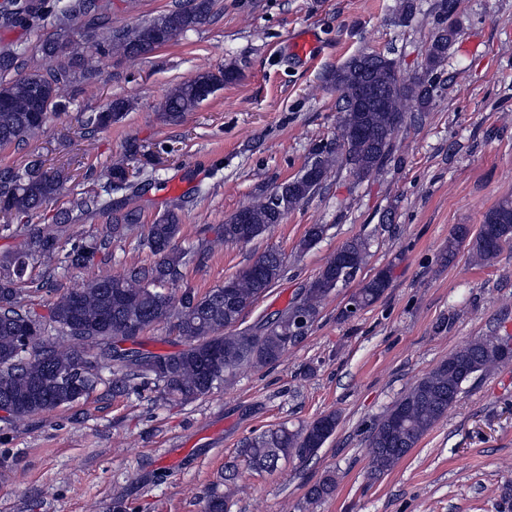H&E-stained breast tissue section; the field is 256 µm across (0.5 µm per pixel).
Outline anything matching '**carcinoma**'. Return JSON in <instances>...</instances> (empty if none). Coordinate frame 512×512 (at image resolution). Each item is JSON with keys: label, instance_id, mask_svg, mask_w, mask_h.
Returning a JSON list of instances; mask_svg holds the SVG:
<instances>
[{"label": "carcinoma", "instance_id": "obj_1", "mask_svg": "<svg viewBox=\"0 0 512 512\" xmlns=\"http://www.w3.org/2000/svg\"><path fill=\"white\" fill-rule=\"evenodd\" d=\"M97 8L95 0H76L69 5L68 18L58 23L39 51L48 68L26 71L19 63L22 53H0V73L15 76L0 81V147L27 143L42 131L64 93L80 75L90 80L92 71L82 56L74 53L71 23ZM213 0H185L174 9L134 28H115L103 44L119 56L147 55L172 42L187 30L204 23ZM457 0H441L440 26L425 53L423 79L400 78L394 60L384 54L361 53L350 57L328 74V81L341 94L338 133L333 143H319L312 149L317 177L311 181L296 175L255 204L244 208L250 236L243 233L241 212L234 213L215 231L214 244L247 243L282 223L286 214L321 189L328 171L335 165L349 167L358 179L378 174L391 159L393 138L415 107L427 110L437 91V71L447 60L458 29L452 22ZM197 78L216 91L237 79L233 69L217 73L204 71ZM202 99L191 79L174 87L167 95L163 112L176 121L194 111ZM129 104L115 100L101 112L84 118L87 126L107 127L122 118ZM67 177L58 169L30 161L22 171L0 174V212L8 222L26 225L41 206L55 200L65 189ZM108 186L128 191L127 203L139 193V184L129 179L127 169H110ZM112 210V224L105 234L71 244L59 257L63 227L97 209ZM138 223L135 209L114 206L101 196L80 197L72 209L52 224L25 234L18 248L0 260V397L7 395L13 407L7 421H21L32 415L64 408L86 399L104 383L102 370L113 368L112 395H128L139 384H152L164 395L190 403L231 385L245 368L279 362L294 344L288 311L297 308L308 326L318 321L323 302L336 289L339 268L359 273L367 264L369 243L364 238L346 242L326 262L317 275L300 290L295 301L274 318H267L244 330H237L242 315L282 277L284 258L269 251L239 271L224 285L199 295L185 290L179 296L162 291L167 284L183 278V270L199 251L178 247L181 232L177 213L169 209L148 226L143 245L157 257L148 265L133 267L118 276L95 278L81 288L66 290L56 297L49 319L26 308L15 294L14 285L27 280L36 264L50 271L58 263L87 266L108 255L111 243L133 231ZM326 232L323 224H313L300 243L301 250L316 244ZM469 243L478 265L491 262L504 247L512 244V199L504 198L483 216L478 233L470 237L464 225L448 239L452 257ZM390 271L376 274L357 289L350 300L365 309L377 302L389 288ZM174 319L182 348L166 354L123 348L121 343H138L144 332L157 323ZM51 330L48 342L25 341L27 328ZM221 355L209 364L212 351ZM512 356L508 345L491 338L472 341L424 374L374 425L369 438L372 471L383 474L394 468L416 447L422 437L447 413L463 392V385L478 374L504 363ZM338 417L323 415L299 430L286 426L270 429L251 438L242 450L249 466L258 472H273L282 459L301 461L316 456L334 434ZM336 490L334 476L327 474L307 491L316 502ZM229 492L212 489L206 496L204 512H227Z\"/></svg>", "mask_w": 512, "mask_h": 512}]
</instances>
